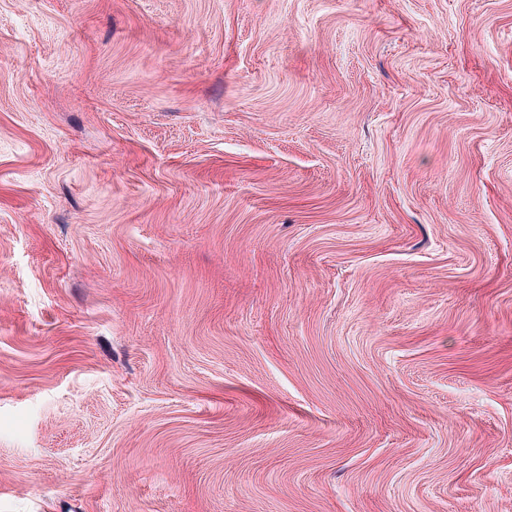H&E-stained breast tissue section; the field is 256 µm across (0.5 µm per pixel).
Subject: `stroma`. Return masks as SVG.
Listing matches in <instances>:
<instances>
[{
	"label": "stroma",
	"instance_id": "obj_1",
	"mask_svg": "<svg viewBox=\"0 0 512 512\" xmlns=\"http://www.w3.org/2000/svg\"><path fill=\"white\" fill-rule=\"evenodd\" d=\"M0 512H512V0H0Z\"/></svg>",
	"mask_w": 512,
	"mask_h": 512
}]
</instances>
